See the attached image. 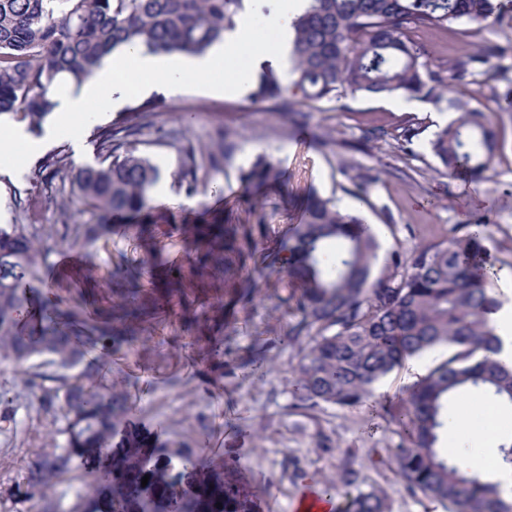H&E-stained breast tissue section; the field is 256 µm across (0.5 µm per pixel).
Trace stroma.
I'll return each mask as SVG.
<instances>
[{"instance_id": "35a3bbf8", "label": "stroma", "mask_w": 512, "mask_h": 512, "mask_svg": "<svg viewBox=\"0 0 512 512\" xmlns=\"http://www.w3.org/2000/svg\"><path fill=\"white\" fill-rule=\"evenodd\" d=\"M509 41L512 9L473 37L453 25L427 30L421 38L431 61L442 67L465 59L478 45ZM510 88L512 68L504 78L471 86L466 95L472 105L490 114L502 144L489 178L477 185L441 174L423 141L407 154L383 143L365 151L351 149L366 117L396 123L412 113L437 126L447 122L446 106L416 97L406 109L395 106L390 97L351 99L343 111L334 102L297 101L294 111L309 115L304 132L289 125L278 103L217 95L193 84L177 91L160 87L138 92L119 108L95 103L82 121L84 161L76 160L65 136L34 153H14L9 174H0V225L54 227L55 236L43 239L40 278L33 284V296L38 300L47 293L75 297V289L51 290L47 284L61 255L59 234L88 223L89 217L58 209V201L70 194L71 187L53 177L42 162L59 153L72 171L84 163L96 164L100 129L125 121L140 124L138 146L160 171L151 191L153 205H161L167 194L183 200L182 205L168 209L171 224L162 239V255L168 260L184 257L186 242L180 227L196 223L205 207L230 212L241 224L266 225L271 235L287 237L290 226L301 218L305 194L314 188L322 196L335 198L340 207L360 211L368 223L376 225L380 271L390 269L393 254L405 256L415 245L447 241L456 225L488 224L487 246L495 258L493 285L499 300L506 303L512 301V112L498 111L495 99ZM149 99L160 103L159 112L137 119L136 108ZM323 134L340 141V148L323 146L319 141ZM177 135L202 148L228 146L219 169L209 174L220 192H212L210 184L198 186L190 195L175 182L182 163L180 151L172 145ZM259 153L278 164L288 180L251 207L242 201L239 171ZM358 172L376 178L360 197L348 192L349 177ZM21 195L36 198L37 208L19 209L16 199ZM86 249L96 254L94 274L102 280L113 268L137 264L145 255L130 230L91 241ZM250 278L254 298L239 306L225 329L223 356L203 353L176 322L165 325L160 338L123 349L112 364L111 378L127 383L135 425L162 440L183 443L193 453H220L235 461L261 498L272 502L271 512H292L310 478L335 488L337 502H344L354 490L338 480L347 449L360 472L358 488L383 490L390 512H444L439 503L408 489L390 454L400 440L399 428L383 413L397 410L406 387L416 381L411 363L397 367L378 385L376 405L349 411L324 404L312 411L293 408L290 367L298 355L288 338L297 316L285 303L288 283L275 268L263 265L252 268ZM12 361L11 352L0 348V399L10 407L8 416L0 418V512H29L30 503L18 487L29 476L35 452L62 453L67 437L60 415L43 409L41 390L25 385ZM86 482L83 470L71 465L48 495L51 512H76Z\"/></svg>"}]
</instances>
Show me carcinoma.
<instances>
[{"mask_svg": "<svg viewBox=\"0 0 512 512\" xmlns=\"http://www.w3.org/2000/svg\"><path fill=\"white\" fill-rule=\"evenodd\" d=\"M247 0H0V113H11L33 131L56 107L53 90L66 79L80 88L121 46L150 53H201L237 25ZM502 0H309L293 23L294 94L308 102H340L359 96L410 94L446 104L460 116L428 138L448 176L473 183L486 178L501 150L488 115L460 98L459 86L485 83L503 71L506 49H480L442 74L412 37L417 28L481 25L503 13ZM285 88L270 66L249 94L255 103L284 100ZM430 127L410 116L400 124L371 120L359 126L357 149L385 143L405 152ZM134 126L109 125L99 134V161L74 173L64 157L46 158L71 178L82 210L95 224H78L62 237L79 261L57 270L58 286L94 279V255L85 241L124 222L146 242L139 265L112 272L107 287L75 305L42 304L25 323L20 313L34 301L26 286L38 276L42 239L26 224L0 226V345L18 369L43 356L56 371L42 380L57 386L44 406L62 411L67 449L51 457L35 454L40 470L25 495L43 500L71 460L90 477L79 512H260L256 491L236 466L159 446L128 425L125 385L106 383L112 358L125 345L154 337L155 326L189 317L199 338L224 354V323L251 296L246 271L268 242L263 225L213 217L188 224L184 261L159 258L157 239L167 216L149 206L159 171L133 139ZM179 183L195 191L198 172L215 169L216 153L198 161L190 144L179 147ZM244 193L256 200L285 183V173L263 155L240 170ZM487 225L464 224L448 243L413 247L395 257L394 270L374 272L379 248L364 217L340 209L312 190L288 242H276L272 263L288 278L287 302L299 314L289 344L299 357L291 366L293 407L321 404L345 411L362 407L374 385L414 355L448 348V357L406 390L396 417L400 443L390 449L410 489L443 504L446 512H512L492 480L497 467L512 468V433L500 436L493 465L466 471L454 463L455 449L441 447L460 398L477 393L490 408L512 406V367L500 363V346L488 313L501 307L490 283ZM95 359L78 375L67 371L89 350ZM149 476L147 485L142 478ZM222 508H217L216 503ZM343 512H388L385 494L359 490Z\"/></svg>", "mask_w": 512, "mask_h": 512, "instance_id": "obj_1", "label": "carcinoma"}]
</instances>
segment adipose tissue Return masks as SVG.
Wrapping results in <instances>:
<instances>
[{"label":"adipose tissue","instance_id":"ef3b65f1","mask_svg":"<svg viewBox=\"0 0 512 512\" xmlns=\"http://www.w3.org/2000/svg\"><path fill=\"white\" fill-rule=\"evenodd\" d=\"M276 7L267 16L268 28L277 34L274 44L258 43L250 23L239 24L226 32L221 42L213 44L205 53L155 55L139 48L123 47L113 53L97 70L80 93H72L67 84H60L53 92L57 103L53 111L52 134H66L73 144H80L79 128L90 103L118 105L128 97L131 87L126 81L129 72H136L146 87L157 84L179 89L188 83L208 85L217 94H239L247 91L262 63L271 64L287 80H294L291 51L293 22L306 8L308 0H275ZM228 54L246 55L253 66L233 72L224 81H214L216 72L223 69Z\"/></svg>","mask_w":512,"mask_h":512}]
</instances>
